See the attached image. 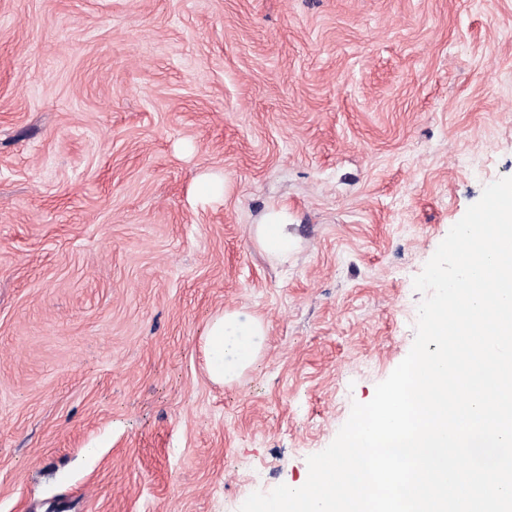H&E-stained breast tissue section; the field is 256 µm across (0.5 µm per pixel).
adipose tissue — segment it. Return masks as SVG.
<instances>
[{
    "label": "adipose tissue",
    "instance_id": "adipose-tissue-1",
    "mask_svg": "<svg viewBox=\"0 0 512 512\" xmlns=\"http://www.w3.org/2000/svg\"><path fill=\"white\" fill-rule=\"evenodd\" d=\"M254 234L262 250L276 259H286L295 245L288 230V214L282 209L263 214ZM265 340L266 329L260 318L243 310L217 314L205 333L210 379L217 383L238 379L262 353Z\"/></svg>",
    "mask_w": 512,
    "mask_h": 512
}]
</instances>
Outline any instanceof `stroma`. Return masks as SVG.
Masks as SVG:
<instances>
[{
    "mask_svg": "<svg viewBox=\"0 0 512 512\" xmlns=\"http://www.w3.org/2000/svg\"><path fill=\"white\" fill-rule=\"evenodd\" d=\"M503 177L512 0H0V512L303 485ZM234 309L265 348L221 385L204 335ZM288 213L284 210L267 211L254 229L255 239L270 257L286 259L295 240L288 231Z\"/></svg>",
    "mask_w": 512,
    "mask_h": 512,
    "instance_id": "35a3bbf8",
    "label": "stroma"
}]
</instances>
